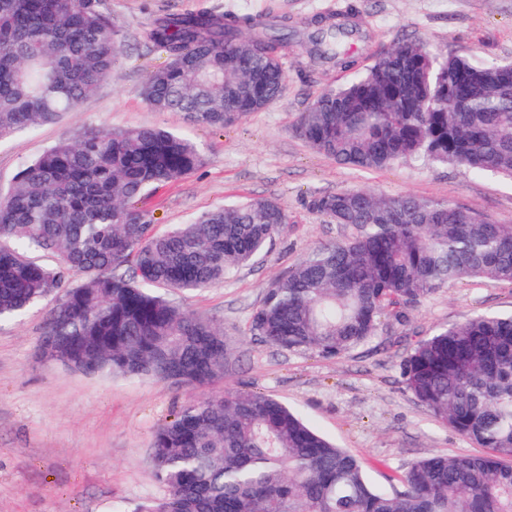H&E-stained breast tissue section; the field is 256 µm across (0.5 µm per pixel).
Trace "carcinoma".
I'll list each match as a JSON object with an SVG mask.
<instances>
[{
    "label": "carcinoma",
    "instance_id": "cac0c4a2",
    "mask_svg": "<svg viewBox=\"0 0 512 512\" xmlns=\"http://www.w3.org/2000/svg\"><path fill=\"white\" fill-rule=\"evenodd\" d=\"M101 0H0V139L55 123L120 63L123 36ZM320 14L301 28L214 10L169 13L149 41L168 62L142 87L157 112L222 129L258 111L255 88H285L279 48L297 39L313 68L352 69L365 30ZM312 149L360 171L411 158L512 178V64L439 57L403 40L299 115ZM204 161L182 134L90 131L31 161L0 198V321L53 292L39 352L84 375L203 385L224 374L222 327L154 292L230 279L288 229V206L254 199L158 232L141 200ZM309 209L353 230L316 246L266 290L247 330L278 348L338 357L405 322L433 293L474 279L512 282V225L410 194L355 188ZM42 253L48 266L31 257ZM80 283L66 285L70 276ZM412 395L480 455H435L374 487L352 455L276 398L188 400L152 439L159 501L129 512H512V312L474 314L419 340L403 363Z\"/></svg>",
    "mask_w": 512,
    "mask_h": 512
}]
</instances>
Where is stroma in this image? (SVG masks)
<instances>
[{
  "instance_id": "stroma-1",
  "label": "stroma",
  "mask_w": 512,
  "mask_h": 512,
  "mask_svg": "<svg viewBox=\"0 0 512 512\" xmlns=\"http://www.w3.org/2000/svg\"><path fill=\"white\" fill-rule=\"evenodd\" d=\"M347 0H102L122 29L121 62L74 111L53 124L0 140V192L20 170L58 141L86 131L159 127L195 140L205 162L193 174L151 192L142 202L158 231L206 210L249 199L287 203L291 223L230 280L172 301L224 329L230 350L223 375L203 385L153 378L84 376L41 362L37 344L52 299L20 319L0 323V512H126L131 503L162 498L150 465L154 430L189 399L227 391L272 395L355 456L377 486L397 487L414 462L433 455L478 454L408 391L401 373L411 347L441 325L475 312L512 311V283L474 280L428 298L399 325L383 322L374 338L348 353L323 358L283 350L247 332L268 286L309 249L350 236L308 207L317 192L365 187L411 194L469 209L512 225V181L453 163L412 159L360 172L310 149L296 130L301 112L327 87L353 79L330 69L303 77L301 49L281 50L282 95L237 123L212 129L181 113L154 111L140 89L167 62L147 32L168 13L214 9L272 12L297 24L343 8ZM371 39L353 51L360 68L409 39L446 56L512 61V0H358Z\"/></svg>"
}]
</instances>
